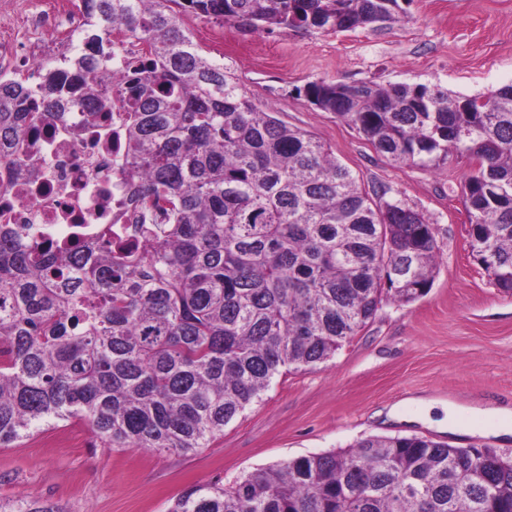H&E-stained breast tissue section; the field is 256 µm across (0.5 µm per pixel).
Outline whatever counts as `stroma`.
I'll return each mask as SVG.
<instances>
[{
	"label": "stroma",
	"mask_w": 512,
	"mask_h": 512,
	"mask_svg": "<svg viewBox=\"0 0 512 512\" xmlns=\"http://www.w3.org/2000/svg\"><path fill=\"white\" fill-rule=\"evenodd\" d=\"M404 9L403 22L383 31L267 33L228 24L220 47L209 39L213 22L191 14L183 22L257 106L328 146L367 191H388L425 215L437 242L429 291L409 304L383 300L330 361L276 377L195 452L106 448L79 419L0 448V498L62 512H166L189 486L229 487L255 468L344 451L370 436H428L512 455V442L471 414L512 405V294L491 284L469 247L459 197L468 160L437 171L393 165L304 94L320 79L438 85L466 96L512 82V0H406ZM418 399L458 406L461 430L384 423V411L401 403L415 413Z\"/></svg>",
	"instance_id": "35a3bbf8"
}]
</instances>
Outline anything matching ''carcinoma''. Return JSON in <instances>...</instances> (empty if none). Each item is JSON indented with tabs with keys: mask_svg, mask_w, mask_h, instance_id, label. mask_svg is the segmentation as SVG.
<instances>
[{
	"mask_svg": "<svg viewBox=\"0 0 512 512\" xmlns=\"http://www.w3.org/2000/svg\"><path fill=\"white\" fill-rule=\"evenodd\" d=\"M80 51L0 82V189L28 172L25 141L79 101L90 123L123 112L125 173L141 184L140 239L46 247L0 224V447L80 419L107 448L205 447L283 371L331 360L374 318L430 288L434 228L363 189L323 143L257 108L204 57L193 13L255 30L404 19L400 0H81ZM142 42L113 99L112 29ZM317 108L396 165L475 167L462 186L470 247L512 292V83L464 96L437 85L316 80ZM0 512H60L38 501ZM168 512H512V458L424 437H373L272 464L235 485L193 486Z\"/></svg>",
	"mask_w": 512,
	"mask_h": 512,
	"instance_id": "obj_1",
	"label": "carcinoma"
}]
</instances>
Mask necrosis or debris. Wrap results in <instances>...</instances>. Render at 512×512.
Listing matches in <instances>:
<instances>
[{
  "mask_svg": "<svg viewBox=\"0 0 512 512\" xmlns=\"http://www.w3.org/2000/svg\"><path fill=\"white\" fill-rule=\"evenodd\" d=\"M79 24L66 0H55L45 13H26L25 26L33 35L28 50L31 81L40 76L35 64L40 53L54 45L59 31ZM120 118L116 112L111 121L92 125L84 107L76 104L68 107L61 121L29 137L32 173L0 191V224L45 233L56 245L107 231L116 237L135 236L133 189L122 173Z\"/></svg>",
  "mask_w": 512,
  "mask_h": 512,
  "instance_id": "obj_1",
  "label": "necrosis or debris"
}]
</instances>
